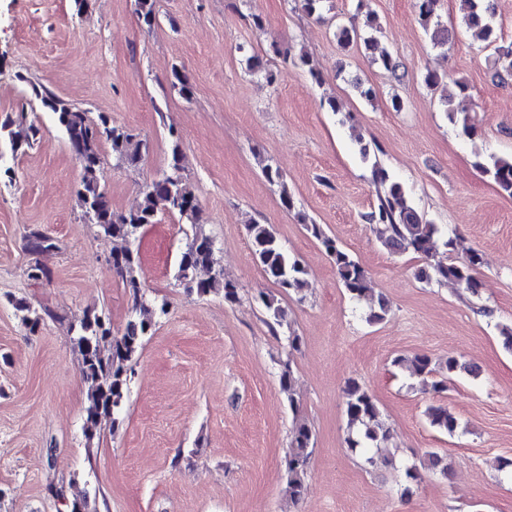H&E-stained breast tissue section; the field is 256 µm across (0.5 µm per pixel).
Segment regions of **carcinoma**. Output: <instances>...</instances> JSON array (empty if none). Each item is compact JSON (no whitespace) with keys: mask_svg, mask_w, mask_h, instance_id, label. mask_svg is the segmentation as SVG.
Returning <instances> with one entry per match:
<instances>
[{"mask_svg":"<svg viewBox=\"0 0 512 512\" xmlns=\"http://www.w3.org/2000/svg\"><path fill=\"white\" fill-rule=\"evenodd\" d=\"M439 0H417L419 15L424 28L430 33L434 45L448 44V30L440 27L435 20ZM463 23L493 48L491 60L494 75L502 81L512 78V45L497 44L495 19L487 17L483 0H461ZM138 18L151 26L156 21L155 0H135ZM369 30L340 25L336 29L338 44L347 48L364 46L376 50L375 61L401 79L400 60L386 47L380 45L375 33L380 31L375 19L368 20ZM41 103L53 102L50 109L57 124L64 132L71 151L75 154L82 170L80 188L77 191L82 211L91 214L101 231L123 246L112 253V270L119 275L132 300V315L123 332L112 335L111 323L103 312L88 310L83 317L70 324L69 332L81 355L85 383L88 386V406L84 421V434L93 440L101 419L110 417L117 423V414L122 410L131 381L128 371L138 358L146 337L152 335L157 320L167 314V302L147 301L141 293L137 269L140 264L139 249L134 247L141 229L157 223L161 213L184 216L193 224L200 221V209L192 187L177 174L181 160L179 134L169 131L171 141L172 172L145 183L141 189L138 206L126 213H117L104 185V159L101 146L108 142L116 159L129 166L136 165L147 152L148 144L139 139L124 126L112 122L106 115H99L92 121L84 110L65 102L51 91L35 92ZM455 94L450 91L443 98L444 111L448 119L470 131L468 117H459L454 105ZM0 134L8 137L12 152L22 146H29L38 134V128L31 124L26 128H13V123L0 125ZM481 173L497 188L512 196V155L498 156L486 165H480ZM373 179L377 185V203L364 215L379 241L391 250H412L426 260L420 272H429L430 280L452 282L471 295L478 294L479 281L474 270L477 257L461 264L445 263L437 257L436 244L440 228L412 204L403 184L390 179L378 163H373ZM297 218L313 237L321 242L336 266L337 274L345 290L352 298L370 304L367 322L377 323L385 319L389 308L384 297H374L369 288L368 277L359 261L339 247L319 224H315L302 213ZM247 233L255 261L265 275L286 293H294L303 300L308 286L306 268L299 259L290 255L268 224L256 221L247 225ZM212 241L203 234L193 237L191 244L180 255L176 280L188 279L193 282L192 290L200 296L223 295L224 300L233 302L238 297L236 284L225 277L221 270L212 265ZM260 300L269 317L270 327H281L288 323V312L273 295H262ZM18 310L24 312L22 323L30 330L37 329L43 315L19 302ZM110 342L109 350L103 343ZM398 365L411 366L414 374L422 377L434 371L432 358L417 354L411 358L399 356L394 360ZM345 413L351 430L347 448L357 451L370 445L384 442L390 437V428L369 390L360 382L350 380L344 388ZM426 418L431 427L442 433L453 435L458 420L447 408L431 405L426 409ZM313 451V431L305 423L296 425L289 443L286 480L288 492L294 501L304 495L308 481V467Z\"/></svg>","mask_w":512,"mask_h":512,"instance_id":"obj_1","label":"carcinoma"}]
</instances>
